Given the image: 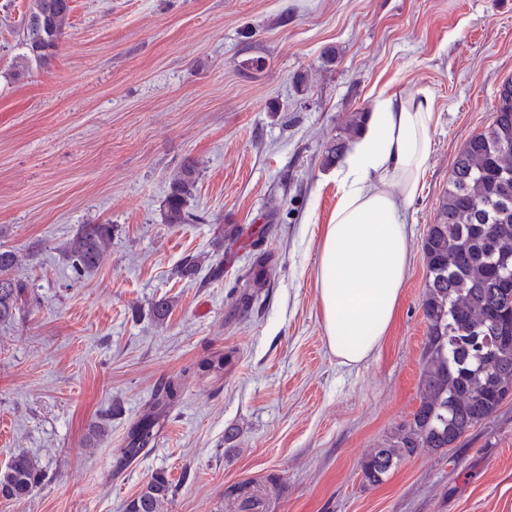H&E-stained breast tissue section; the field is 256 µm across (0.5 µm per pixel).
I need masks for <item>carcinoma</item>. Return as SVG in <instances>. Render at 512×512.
Segmentation results:
<instances>
[{"instance_id":"obj_1","label":"carcinoma","mask_w":512,"mask_h":512,"mask_svg":"<svg viewBox=\"0 0 512 512\" xmlns=\"http://www.w3.org/2000/svg\"><path fill=\"white\" fill-rule=\"evenodd\" d=\"M72 0H29L20 45L23 59L48 60L69 27ZM366 112L355 109L335 139L327 143L322 165H336L359 133ZM196 167L185 164L169 186L163 223L191 224L187 210L196 189ZM112 241V225L83 224L64 255L78 271L101 264ZM427 273L421 306L427 341L419 376V407L380 448L361 462L363 479L377 485L417 452L448 451L512 397V78L498 91L487 129L458 152L435 221L422 240ZM17 254L0 247V323L32 314L36 298L14 276ZM224 352H213L169 380L145 404L125 445L121 463H133L155 445L161 417L175 408L188 380L224 377ZM37 460L15 453L0 469V497L21 498L40 482ZM172 487L162 473L152 475L126 512H164Z\"/></svg>"}]
</instances>
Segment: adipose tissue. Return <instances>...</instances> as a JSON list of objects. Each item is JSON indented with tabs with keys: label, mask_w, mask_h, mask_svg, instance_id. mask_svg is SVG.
Returning a JSON list of instances; mask_svg holds the SVG:
<instances>
[{
	"label": "adipose tissue",
	"mask_w": 512,
	"mask_h": 512,
	"mask_svg": "<svg viewBox=\"0 0 512 512\" xmlns=\"http://www.w3.org/2000/svg\"><path fill=\"white\" fill-rule=\"evenodd\" d=\"M436 121L429 89L381 93L336 172L316 287L328 347L341 364L368 359L395 319L409 263L406 205L421 187Z\"/></svg>",
	"instance_id": "adipose-tissue-1"
}]
</instances>
